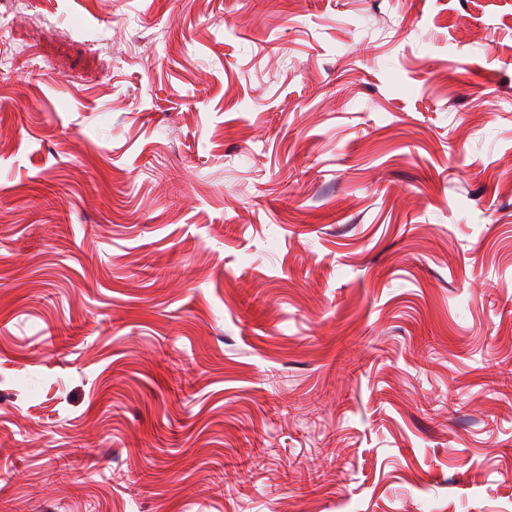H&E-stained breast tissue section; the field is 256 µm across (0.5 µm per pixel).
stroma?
I'll list each match as a JSON object with an SVG mask.
<instances>
[{
	"instance_id": "35a3bbf8",
	"label": "stroma",
	"mask_w": 512,
	"mask_h": 512,
	"mask_svg": "<svg viewBox=\"0 0 512 512\" xmlns=\"http://www.w3.org/2000/svg\"><path fill=\"white\" fill-rule=\"evenodd\" d=\"M0 24V512H512V0Z\"/></svg>"
}]
</instances>
